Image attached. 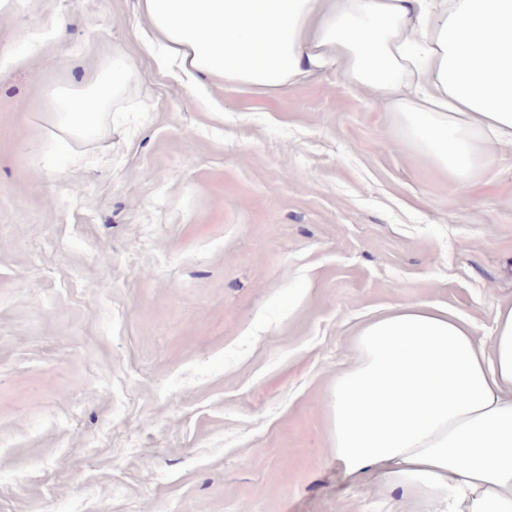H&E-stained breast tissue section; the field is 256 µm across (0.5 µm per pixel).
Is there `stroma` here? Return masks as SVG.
Here are the masks:
<instances>
[{"label": "stroma", "mask_w": 512, "mask_h": 512, "mask_svg": "<svg viewBox=\"0 0 512 512\" xmlns=\"http://www.w3.org/2000/svg\"><path fill=\"white\" fill-rule=\"evenodd\" d=\"M148 36L138 0L0 14V512H396L337 478L327 392L395 305L489 333L512 153L462 189L335 73L261 95ZM116 50L136 82L57 154L47 87Z\"/></svg>", "instance_id": "stroma-1"}]
</instances>
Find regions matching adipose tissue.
<instances>
[{
    "mask_svg": "<svg viewBox=\"0 0 512 512\" xmlns=\"http://www.w3.org/2000/svg\"><path fill=\"white\" fill-rule=\"evenodd\" d=\"M171 66L282 93L336 72L393 112L402 141L453 184L512 150V0H139ZM136 80L125 54L44 108L59 148L98 134ZM327 395L331 457L348 486L402 512H512V302L489 335L423 302L363 326Z\"/></svg>",
    "mask_w": 512,
    "mask_h": 512,
    "instance_id": "1",
    "label": "adipose tissue"
}]
</instances>
